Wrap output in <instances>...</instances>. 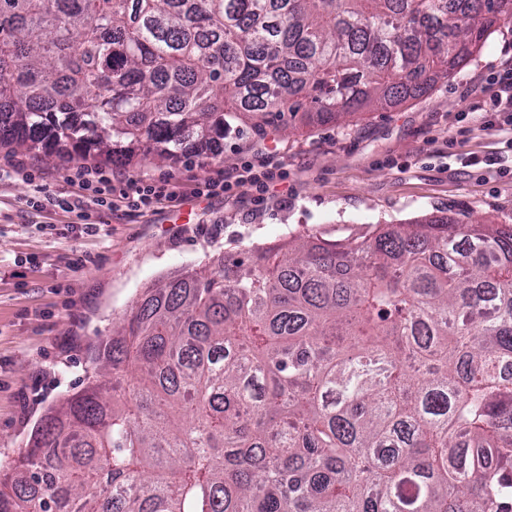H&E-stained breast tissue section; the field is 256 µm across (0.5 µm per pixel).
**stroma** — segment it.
Segmentation results:
<instances>
[{"mask_svg":"<svg viewBox=\"0 0 512 512\" xmlns=\"http://www.w3.org/2000/svg\"><path fill=\"white\" fill-rule=\"evenodd\" d=\"M512 64V21L500 23L473 60L422 97L375 104L350 125L301 124L285 135H226L220 161L146 159L124 176L203 181L262 160L285 178L259 193L243 186L183 206L106 215L98 235L74 214L27 205L28 181H0V463L24 448L45 411L85 384L99 339L110 336L144 288L211 267L218 256L291 237L330 240L378 224H409L448 211L462 222L512 224V133L483 129L472 109L491 70ZM26 161L49 194L66 196L69 175L93 155L63 162L0 146V168Z\"/></svg>","mask_w":512,"mask_h":512,"instance_id":"1","label":"stroma"}]
</instances>
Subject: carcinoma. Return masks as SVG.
<instances>
[{
  "label": "carcinoma",
  "instance_id": "cac0c4a2",
  "mask_svg": "<svg viewBox=\"0 0 512 512\" xmlns=\"http://www.w3.org/2000/svg\"><path fill=\"white\" fill-rule=\"evenodd\" d=\"M512 0H0V145L221 159L426 94ZM0 512H512V225L440 211L146 289Z\"/></svg>",
  "mask_w": 512,
  "mask_h": 512
}]
</instances>
